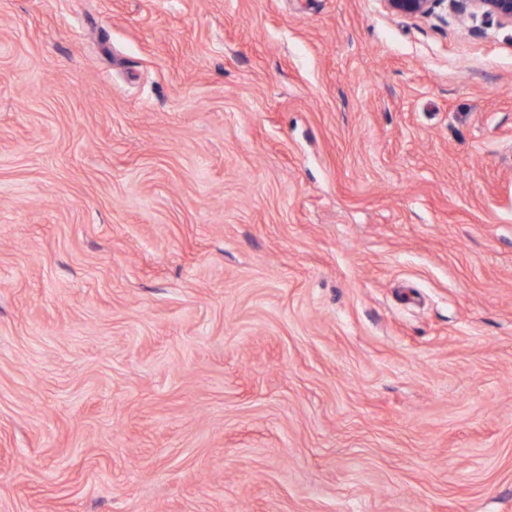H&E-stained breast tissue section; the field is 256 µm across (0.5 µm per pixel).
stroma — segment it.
I'll return each instance as SVG.
<instances>
[{
	"instance_id": "1",
	"label": "stroma",
	"mask_w": 512,
	"mask_h": 512,
	"mask_svg": "<svg viewBox=\"0 0 512 512\" xmlns=\"http://www.w3.org/2000/svg\"><path fill=\"white\" fill-rule=\"evenodd\" d=\"M0 512H512V29L0 0Z\"/></svg>"
}]
</instances>
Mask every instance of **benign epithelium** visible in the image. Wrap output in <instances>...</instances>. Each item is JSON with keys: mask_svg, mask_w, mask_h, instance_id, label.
<instances>
[{"mask_svg": "<svg viewBox=\"0 0 512 512\" xmlns=\"http://www.w3.org/2000/svg\"><path fill=\"white\" fill-rule=\"evenodd\" d=\"M444 1L450 2L463 20L494 21L512 27V0H380L387 12L406 17L430 16Z\"/></svg>", "mask_w": 512, "mask_h": 512, "instance_id": "1", "label": "benign epithelium"}]
</instances>
